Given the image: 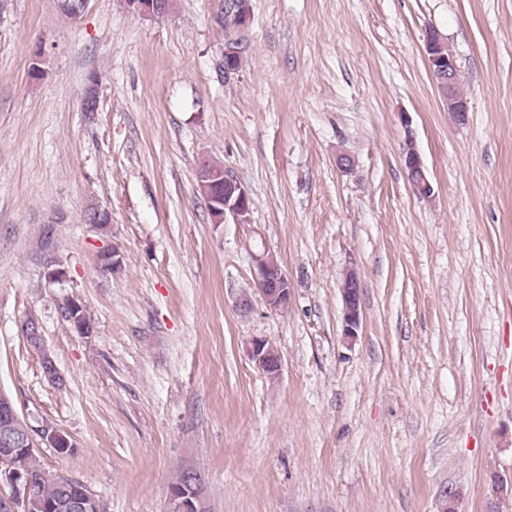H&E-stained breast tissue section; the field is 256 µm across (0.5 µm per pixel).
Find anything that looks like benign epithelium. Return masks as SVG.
Returning <instances> with one entry per match:
<instances>
[{
  "label": "benign epithelium",
  "instance_id": "obj_1",
  "mask_svg": "<svg viewBox=\"0 0 512 512\" xmlns=\"http://www.w3.org/2000/svg\"><path fill=\"white\" fill-rule=\"evenodd\" d=\"M125 7L134 13L160 16L167 12L166 0H121ZM224 15L232 18L239 27H244L250 20L249 0H224ZM442 36L434 29L429 30L425 38V56L430 73L434 77L444 105L448 111L463 118L468 112L467 101L454 95V80L457 71L453 53L443 59L434 54V46ZM405 167L410 173V182L416 193L432 191L431 181L426 173L422 159L417 151L407 150ZM197 180L209 199L213 211L214 223L221 224L230 218L236 224L251 223L250 198L245 187L231 174L224 173V187H216L209 181L207 171L197 172ZM269 247L263 252L255 253L253 258V276L258 293L264 306L272 311L288 305L291 297L292 283L281 266L265 259ZM343 333L346 336L357 335L361 323L360 284L352 271L345 276L342 287ZM248 353L256 365L269 378L274 379L281 372V358L277 349L262 338H253L248 342ZM52 448H69L71 443L57 431L51 432L42 427L30 431L25 439H18L6 432H0V482L7 483L14 493L22 512H29L33 500V480L19 470L15 459L23 451L39 448V443ZM171 512H202L200 487L169 494Z\"/></svg>",
  "mask_w": 512,
  "mask_h": 512
}]
</instances>
